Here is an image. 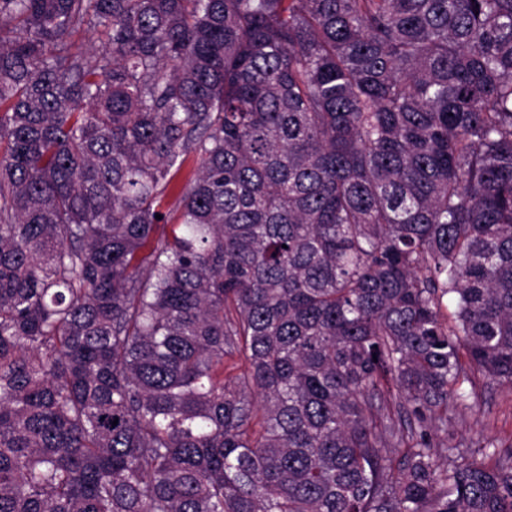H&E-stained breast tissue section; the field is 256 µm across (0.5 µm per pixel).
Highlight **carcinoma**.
Returning a JSON list of instances; mask_svg holds the SVG:
<instances>
[{"label":"carcinoma","instance_id":"carcinoma-1","mask_svg":"<svg viewBox=\"0 0 512 512\" xmlns=\"http://www.w3.org/2000/svg\"><path fill=\"white\" fill-rule=\"evenodd\" d=\"M480 378L512 0H0V512H512ZM478 404L473 412L459 416L448 436L468 444L481 439L512 441V389L478 381Z\"/></svg>","mask_w":512,"mask_h":512}]
</instances>
